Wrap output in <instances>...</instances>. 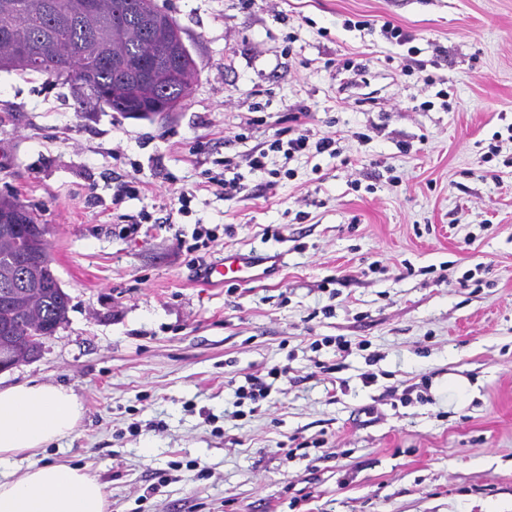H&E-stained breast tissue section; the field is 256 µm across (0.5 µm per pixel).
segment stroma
<instances>
[{
    "label": "stroma",
    "mask_w": 512,
    "mask_h": 512,
    "mask_svg": "<svg viewBox=\"0 0 512 512\" xmlns=\"http://www.w3.org/2000/svg\"><path fill=\"white\" fill-rule=\"evenodd\" d=\"M156 3L197 72L174 111L0 71V196L48 225L70 297L0 386L61 384L86 408L44 461L87 469L111 512H512V0ZM300 132L337 154L249 168ZM239 247L284 251L282 274L200 282ZM337 336L349 352L323 345ZM275 366L267 400L237 402Z\"/></svg>",
    "instance_id": "stroma-1"
}]
</instances>
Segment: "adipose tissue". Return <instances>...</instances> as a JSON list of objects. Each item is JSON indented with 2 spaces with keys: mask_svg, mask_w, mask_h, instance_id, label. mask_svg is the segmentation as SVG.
I'll list each match as a JSON object with an SVG mask.
<instances>
[{
  "mask_svg": "<svg viewBox=\"0 0 512 512\" xmlns=\"http://www.w3.org/2000/svg\"><path fill=\"white\" fill-rule=\"evenodd\" d=\"M85 414L68 387L29 381L0 387V512H110L104 484L85 469L42 464L43 448L70 437ZM26 460L23 477L9 466Z\"/></svg>",
  "mask_w": 512,
  "mask_h": 512,
  "instance_id": "obj_1",
  "label": "adipose tissue"
}]
</instances>
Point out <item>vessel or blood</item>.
<instances>
[{"label": "vessel or blood", "instance_id": "b4317fda", "mask_svg": "<svg viewBox=\"0 0 512 512\" xmlns=\"http://www.w3.org/2000/svg\"><path fill=\"white\" fill-rule=\"evenodd\" d=\"M283 256L276 251L232 249L222 259L207 265L200 273L201 280L213 287L230 282L250 284L272 280L280 273Z\"/></svg>", "mask_w": 512, "mask_h": 512}]
</instances>
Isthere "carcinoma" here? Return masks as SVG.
Wrapping results in <instances>:
<instances>
[{
	"instance_id": "cac0c4a2",
	"label": "carcinoma",
	"mask_w": 512,
	"mask_h": 512,
	"mask_svg": "<svg viewBox=\"0 0 512 512\" xmlns=\"http://www.w3.org/2000/svg\"><path fill=\"white\" fill-rule=\"evenodd\" d=\"M75 0H0V70L62 78L79 104L129 114L185 100L196 78L181 30L155 0H105L85 16ZM0 198V355L19 364L67 322L69 296L49 252L47 225Z\"/></svg>"
}]
</instances>
